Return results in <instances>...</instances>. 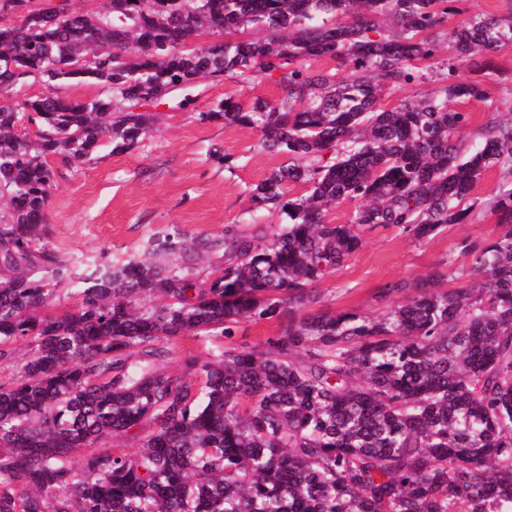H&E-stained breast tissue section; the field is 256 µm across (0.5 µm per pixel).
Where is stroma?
Wrapping results in <instances>:
<instances>
[{
  "mask_svg": "<svg viewBox=\"0 0 512 512\" xmlns=\"http://www.w3.org/2000/svg\"><path fill=\"white\" fill-rule=\"evenodd\" d=\"M490 69L463 62L460 77L482 81L484 101L464 102L473 128H480L495 112L512 107L504 87L512 86V47L491 56ZM192 103L180 107L184 96ZM234 97L275 102L280 91L273 80L243 82L235 78H204L189 92L173 93L161 105L162 123L142 147L125 154L100 149L94 161L65 172L51 192L47 218L52 243L74 264L100 259L119 263L139 253L150 236L177 226L187 237H220L228 224L263 228L280 223L276 211L253 208L251 189L284 157L265 152L257 131L221 122H200V111ZM224 161L209 158L210 150ZM498 217L483 210L473 224H451L433 237L418 240L392 228L365 230L364 245L333 275L318 283L314 311L356 312L377 316L399 301L382 295V288L399 280L425 278L459 255L463 242L483 244L499 230Z\"/></svg>",
  "mask_w": 512,
  "mask_h": 512,
  "instance_id": "1",
  "label": "stroma"
}]
</instances>
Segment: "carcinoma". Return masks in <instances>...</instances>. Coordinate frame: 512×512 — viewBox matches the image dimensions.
I'll list each match as a JSON object with an SVG mask.
<instances>
[{
  "instance_id": "obj_1",
  "label": "carcinoma",
  "mask_w": 512,
  "mask_h": 512,
  "mask_svg": "<svg viewBox=\"0 0 512 512\" xmlns=\"http://www.w3.org/2000/svg\"><path fill=\"white\" fill-rule=\"evenodd\" d=\"M448 2L33 0L0 23V93L46 87L0 107V512H512V108L464 143L471 115L454 103L487 91L452 62L431 93L379 103L433 59ZM382 17L391 28L374 39ZM245 26L266 36L222 38ZM508 43L512 13L448 32L456 60ZM319 59L346 75L310 69ZM275 71V103L227 98L198 120L251 127L288 156L250 196L287 222L260 238L172 226L74 275L46 217L61 171L105 140L138 148L158 122L138 106ZM71 86L98 92L72 100ZM494 167L500 230L463 246L466 265L386 284L404 302L379 316L306 312L365 229L425 239L474 223L473 190ZM290 183L308 193L288 197ZM346 199L352 220L328 223ZM445 279L457 286L440 290ZM244 321H273L277 336L160 369L166 341Z\"/></svg>"
}]
</instances>
